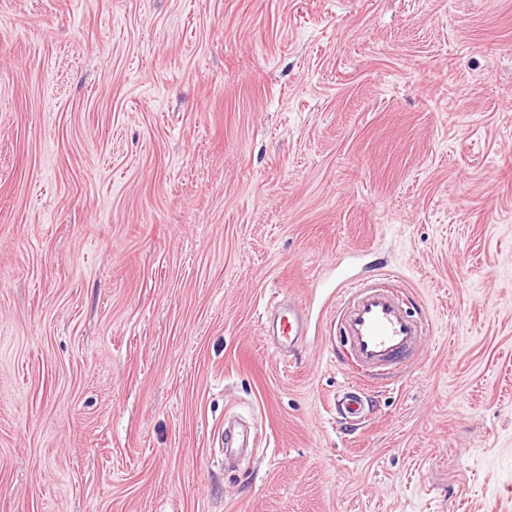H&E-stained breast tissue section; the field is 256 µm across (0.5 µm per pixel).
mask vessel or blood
Listing matches in <instances>:
<instances>
[{
    "instance_id": "vessel-or-blood-1",
    "label": "vessel or blood",
    "mask_w": 512,
    "mask_h": 512,
    "mask_svg": "<svg viewBox=\"0 0 512 512\" xmlns=\"http://www.w3.org/2000/svg\"><path fill=\"white\" fill-rule=\"evenodd\" d=\"M329 324L343 337L337 359L363 380L379 378L387 367L406 360L428 334L426 321L408 314L400 291L383 277L342 284ZM304 336V317L296 303H289L277 314L275 347L295 355ZM368 409L364 389L356 386L336 400L337 412L353 423L362 421Z\"/></svg>"
}]
</instances>
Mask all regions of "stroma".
Masks as SVG:
<instances>
[{"label": "stroma", "instance_id": "1", "mask_svg": "<svg viewBox=\"0 0 512 512\" xmlns=\"http://www.w3.org/2000/svg\"><path fill=\"white\" fill-rule=\"evenodd\" d=\"M0 512H512V0H0ZM339 288L328 342L336 358L360 379H379V372L406 360L428 335L426 321L408 314L401 292L386 278ZM336 326L344 339L341 349L331 336ZM276 316L275 347L280 353H288L289 357L294 356L305 336L302 312L298 305L289 298L288 307L282 308ZM368 410L367 395L360 387H349L340 397L336 398V411L349 422L362 421Z\"/></svg>", "mask_w": 512, "mask_h": 512}]
</instances>
